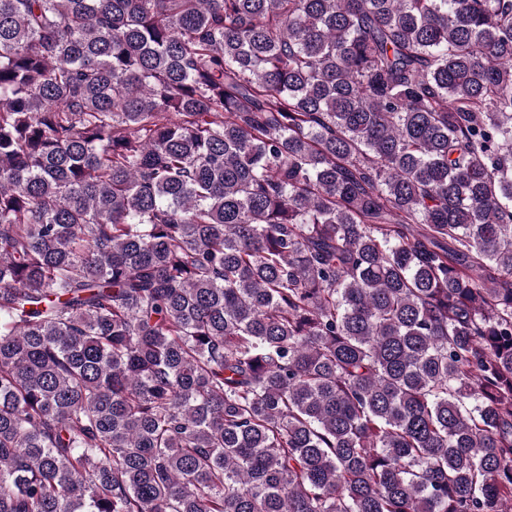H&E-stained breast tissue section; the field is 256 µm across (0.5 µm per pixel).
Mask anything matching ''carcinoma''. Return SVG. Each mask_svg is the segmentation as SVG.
I'll use <instances>...</instances> for the list:
<instances>
[{
  "instance_id": "cac0c4a2",
  "label": "carcinoma",
  "mask_w": 512,
  "mask_h": 512,
  "mask_svg": "<svg viewBox=\"0 0 512 512\" xmlns=\"http://www.w3.org/2000/svg\"><path fill=\"white\" fill-rule=\"evenodd\" d=\"M0 512H512V0H0Z\"/></svg>"
}]
</instances>
